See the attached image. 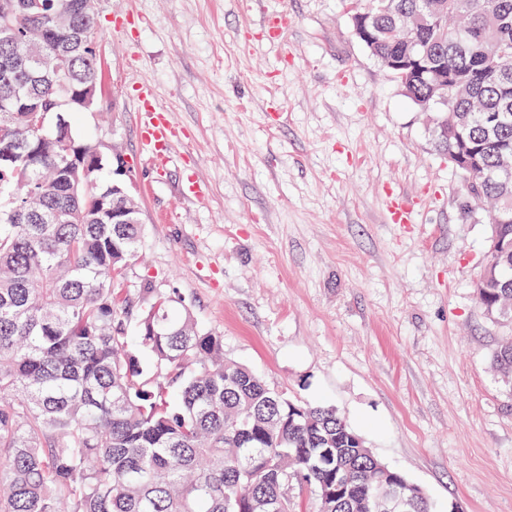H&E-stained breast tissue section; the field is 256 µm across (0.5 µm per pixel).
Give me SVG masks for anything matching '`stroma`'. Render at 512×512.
Listing matches in <instances>:
<instances>
[{"mask_svg":"<svg viewBox=\"0 0 512 512\" xmlns=\"http://www.w3.org/2000/svg\"><path fill=\"white\" fill-rule=\"evenodd\" d=\"M96 8L104 86L69 120L121 158L138 201L119 294H175L226 357L336 408L432 512H512V385L491 365L512 326L476 292L493 226L464 213L463 175L346 0ZM144 84L181 134L161 173L139 140ZM190 174L202 198L183 193ZM395 199L413 223H393Z\"/></svg>","mask_w":512,"mask_h":512,"instance_id":"1","label":"stroma"}]
</instances>
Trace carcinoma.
Returning a JSON list of instances; mask_svg holds the SVG:
<instances>
[{
	"label": "carcinoma",
	"instance_id": "1",
	"mask_svg": "<svg viewBox=\"0 0 512 512\" xmlns=\"http://www.w3.org/2000/svg\"><path fill=\"white\" fill-rule=\"evenodd\" d=\"M11 35L37 25L43 39L24 74L5 62L0 29V512H294V484L314 489L320 512H375L378 460L329 406L285 397L224 357V337L204 330L177 300L136 312L114 278L138 253V204L124 198L112 157L85 151L61 110L99 83L88 46L96 17L82 0H12ZM357 34L430 114L432 146L465 176L467 204L494 206L502 247L477 285L491 315L512 320V0H348ZM75 13L86 40L53 23ZM67 58V73L54 71ZM39 105L51 130L30 129ZM129 223H112V201ZM135 321L143 364L127 334ZM495 370L512 378V337ZM352 480L340 482L345 474Z\"/></svg>",
	"mask_w": 512,
	"mask_h": 512
}]
</instances>
